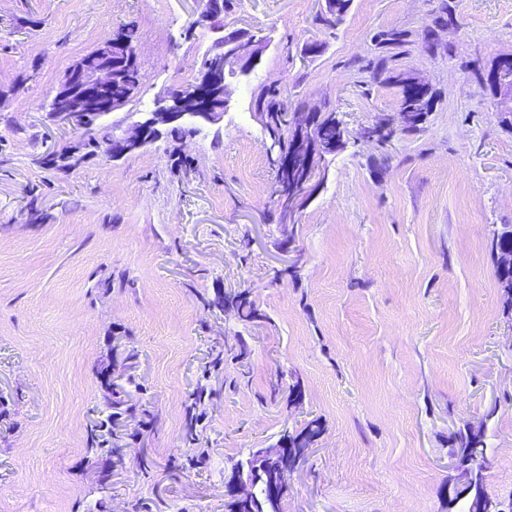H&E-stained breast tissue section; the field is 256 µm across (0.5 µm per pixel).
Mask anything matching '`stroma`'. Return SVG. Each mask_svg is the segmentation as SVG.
Returning <instances> with one entry per match:
<instances>
[{
    "instance_id": "stroma-1",
    "label": "stroma",
    "mask_w": 512,
    "mask_h": 512,
    "mask_svg": "<svg viewBox=\"0 0 512 512\" xmlns=\"http://www.w3.org/2000/svg\"><path fill=\"white\" fill-rule=\"evenodd\" d=\"M445 2L452 25L426 50ZM201 9L0 0V512H224L232 464L315 418L285 512H448V439L465 427L484 432L486 489L511 506L512 315L491 232L512 225V114L485 77L512 53V0H352L333 29L326 0H241L225 30L269 46L230 79L223 120L114 161L39 164L81 139L46 108L73 65L136 21L142 88L114 118L151 111L218 37ZM393 28L409 37L389 65L423 77L432 109L417 133L363 143L399 110L400 87L366 69ZM270 84L289 108L335 111L350 137L290 220L255 109ZM243 290L254 321L206 306ZM118 350L155 421L123 420L116 471L87 430Z\"/></svg>"
}]
</instances>
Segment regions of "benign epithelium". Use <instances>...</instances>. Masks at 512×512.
Returning <instances> with one entry per match:
<instances>
[{"mask_svg": "<svg viewBox=\"0 0 512 512\" xmlns=\"http://www.w3.org/2000/svg\"><path fill=\"white\" fill-rule=\"evenodd\" d=\"M210 10L200 13L198 24L224 26L222 0H208ZM268 42L251 34L230 32L216 42L217 51L210 54L201 67L194 84L197 90L189 95L169 94L160 99L150 112H143L131 127L118 131L112 127V149L108 157L118 159L138 151L161 137L171 124L188 118L198 123L216 124L229 106L226 77L235 72L252 70L260 61ZM137 60L136 49H128L122 38L111 37L96 52L82 58L69 71L52 94L53 118L73 130L99 124L102 114L115 112L126 105L125 97L113 93V87L124 79ZM489 81L495 86L497 104L501 110L512 112V54L503 55L495 62ZM313 123L310 113L302 112L294 122L298 132L299 155L308 158L307 148ZM347 129L341 137L324 138L322 149L334 155L345 148ZM311 176L305 174L295 190L288 191L285 214L293 216L294 207L301 199Z\"/></svg>", "mask_w": 512, "mask_h": 512, "instance_id": "benign-epithelium-1", "label": "benign epithelium"}]
</instances>
